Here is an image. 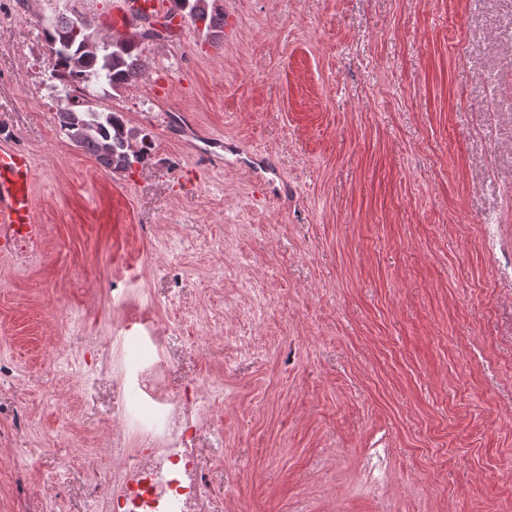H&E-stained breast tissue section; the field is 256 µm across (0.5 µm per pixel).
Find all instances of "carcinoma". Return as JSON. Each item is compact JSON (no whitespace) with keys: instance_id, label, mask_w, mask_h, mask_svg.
<instances>
[{"instance_id":"carcinoma-1","label":"carcinoma","mask_w":512,"mask_h":512,"mask_svg":"<svg viewBox=\"0 0 512 512\" xmlns=\"http://www.w3.org/2000/svg\"><path fill=\"white\" fill-rule=\"evenodd\" d=\"M180 19L205 31L215 43L224 37L220 0H174ZM48 51L51 87L62 102L55 112L60 132L74 146L93 156L107 173L128 172L147 163L153 138L128 127L124 115L98 111L93 101L104 86L117 91L140 81L148 72L146 44L164 37L142 31L101 34L85 14L59 13L37 19Z\"/></svg>"}]
</instances>
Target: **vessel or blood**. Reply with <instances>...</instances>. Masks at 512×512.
Masks as SVG:
<instances>
[{"instance_id":"vessel-or-blood-1","label":"vessel or blood","mask_w":512,"mask_h":512,"mask_svg":"<svg viewBox=\"0 0 512 512\" xmlns=\"http://www.w3.org/2000/svg\"><path fill=\"white\" fill-rule=\"evenodd\" d=\"M34 167L31 156L14 141L0 139V247L18 242L38 247L42 229L34 219Z\"/></svg>"}]
</instances>
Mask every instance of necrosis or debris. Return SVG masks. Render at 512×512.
Here are the masks:
<instances>
[{
    "mask_svg": "<svg viewBox=\"0 0 512 512\" xmlns=\"http://www.w3.org/2000/svg\"><path fill=\"white\" fill-rule=\"evenodd\" d=\"M163 375L162 364L147 358L129 371V383L144 397L112 413L116 466L87 473L97 512H224L197 459L199 441L215 418L206 414L199 392L169 394ZM128 421L137 426L140 447L130 445Z\"/></svg>",
    "mask_w": 512,
    "mask_h": 512,
    "instance_id": "necrosis-or-debris-1",
    "label": "necrosis or debris"
}]
</instances>
